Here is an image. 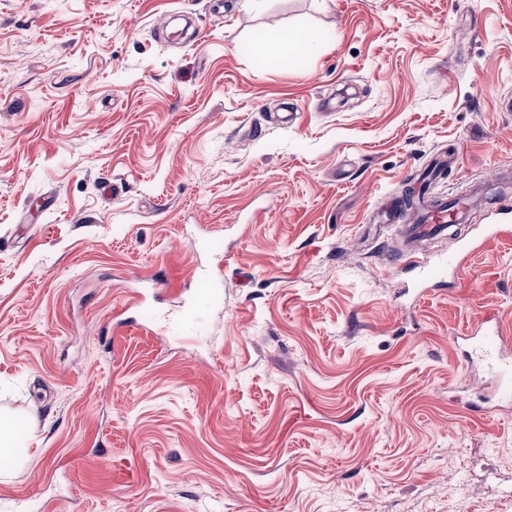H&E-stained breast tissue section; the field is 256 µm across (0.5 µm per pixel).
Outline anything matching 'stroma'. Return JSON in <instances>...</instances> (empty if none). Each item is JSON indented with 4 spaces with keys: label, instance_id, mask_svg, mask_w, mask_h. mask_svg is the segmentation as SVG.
I'll list each match as a JSON object with an SVG mask.
<instances>
[{
    "label": "stroma",
    "instance_id": "1",
    "mask_svg": "<svg viewBox=\"0 0 512 512\" xmlns=\"http://www.w3.org/2000/svg\"><path fill=\"white\" fill-rule=\"evenodd\" d=\"M510 98L512 0H0V512H512V240L431 292L363 236ZM214 302L215 294L213 290L201 294L198 303L176 324L177 327L187 333L197 331L205 322L208 311ZM20 452H26L19 443V437L10 419L0 417V472L10 468Z\"/></svg>",
    "mask_w": 512,
    "mask_h": 512
}]
</instances>
